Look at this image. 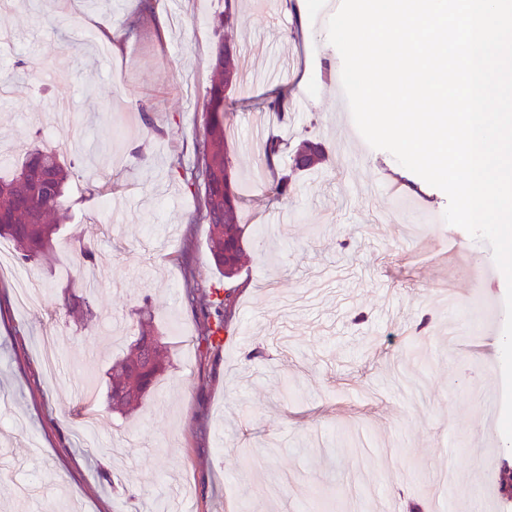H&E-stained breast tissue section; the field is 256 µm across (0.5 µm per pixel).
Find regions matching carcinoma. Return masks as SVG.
Returning <instances> with one entry per match:
<instances>
[{
  "label": "carcinoma",
  "instance_id": "carcinoma-1",
  "mask_svg": "<svg viewBox=\"0 0 512 512\" xmlns=\"http://www.w3.org/2000/svg\"><path fill=\"white\" fill-rule=\"evenodd\" d=\"M141 2L137 19L126 24L129 33L141 23L156 20L159 0ZM236 22L235 0H224V11L218 16L215 30L217 41L211 57L210 83L203 102L202 138L197 142L193 163L186 166L178 160L173 165L174 174L198 198L194 223L208 225V250L216 271L227 280L239 275L246 257V225L240 222L241 196L235 187L224 127L226 89L243 84L237 49L221 34V30ZM267 109L282 121L288 119V101L280 92L271 93ZM287 149L288 143L275 135L269 136L262 147L263 165L280 197L294 193L295 172L313 170L325 159L322 143L303 139L295 146L291 164L286 168L280 160ZM73 176L72 166L59 153L28 144L12 171L0 176V238L13 242L23 263L42 264L51 260L57 224L50 222V217L65 206L68 183ZM186 294L203 324L198 343L208 350L215 349L214 336L227 331L236 300L235 289L224 290L218 282L206 288H188ZM166 358L159 338L154 336L151 310L140 309L138 337L129 354L115 359L110 368L108 402L112 410L128 415L138 409L166 371Z\"/></svg>",
  "mask_w": 512,
  "mask_h": 512
}]
</instances>
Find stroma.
<instances>
[{
	"label": "stroma",
	"instance_id": "stroma-1",
	"mask_svg": "<svg viewBox=\"0 0 512 512\" xmlns=\"http://www.w3.org/2000/svg\"><path fill=\"white\" fill-rule=\"evenodd\" d=\"M243 92L228 94V144L251 215L249 261L222 350L197 344L185 269L218 276L198 201L172 171L202 134L215 15L224 0H13L0 13V153L55 148L68 94L85 138L53 262L21 264L0 238V512H503V304L490 246L443 219L446 194L387 151L357 148L336 118L343 67L317 0H236ZM287 93L292 119L265 111ZM322 141L326 160L290 199L270 191L254 137ZM400 187L401 196L390 195ZM91 263H80L79 242ZM88 299L83 320L63 295ZM150 305L169 366L130 415L108 406V371Z\"/></svg>",
	"mask_w": 512,
	"mask_h": 512
}]
</instances>
